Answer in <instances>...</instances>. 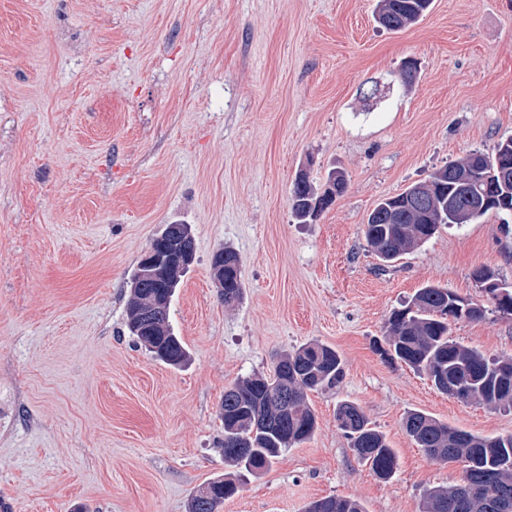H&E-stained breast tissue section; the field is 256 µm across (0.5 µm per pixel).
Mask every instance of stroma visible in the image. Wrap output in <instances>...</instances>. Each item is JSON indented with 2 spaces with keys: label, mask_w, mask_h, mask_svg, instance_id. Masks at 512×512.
Listing matches in <instances>:
<instances>
[{
  "label": "stroma",
  "mask_w": 512,
  "mask_h": 512,
  "mask_svg": "<svg viewBox=\"0 0 512 512\" xmlns=\"http://www.w3.org/2000/svg\"><path fill=\"white\" fill-rule=\"evenodd\" d=\"M378 0H0V512H187L225 472V389L317 341L344 375L309 393L318 428L219 512H305L327 496L421 512L462 470L402 421L421 411L483 436L512 409L438 392L377 350L425 285L480 298L512 283V230L489 215L442 228L398 261L368 246L377 202L512 136V0H433L392 32ZM419 74L398 79L406 59ZM347 189L296 223L297 174ZM195 259L169 308L191 360H154L126 326V282L165 225ZM241 259L240 301L211 276ZM512 356V316L451 325ZM362 408L397 455L387 481L337 426Z\"/></svg>",
  "instance_id": "35a3bbf8"
}]
</instances>
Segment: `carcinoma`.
<instances>
[{
  "mask_svg": "<svg viewBox=\"0 0 512 512\" xmlns=\"http://www.w3.org/2000/svg\"><path fill=\"white\" fill-rule=\"evenodd\" d=\"M431 0H379L377 21L397 31L416 23ZM481 163L478 177L468 189L484 195L487 203L473 216L464 211L465 189L456 171L469 158L432 173L433 209L419 208L411 189L380 200L368 215L364 237L377 257L392 263L431 239L443 225L469 224L487 214H512V181L502 182L497 165L512 158V137L501 139L493 152H475ZM303 187L293 188L291 213L305 224L331 205L327 193L342 194L327 180L319 191L301 174ZM239 255L224 249V273L213 274L216 288L227 305L243 294ZM183 274L172 271L168 283L144 282L132 274L127 288V327L144 347L160 352L157 360L181 366L189 353L169 323V307ZM464 298L436 285H426L389 315L381 352L389 360L427 374L439 392L464 402L495 409L512 408V357L490 358L455 341L451 323L480 321L486 307H467ZM157 313L149 332L142 331L141 315ZM344 372L339 353L311 342L280 355L268 375L246 377L224 391L219 418L224 426V463L236 473L216 478L192 495L188 512H217L224 500L239 490L238 478L268 469L282 453L311 438L317 416L308 393L336 385ZM336 422L351 441L358 460L381 480L396 470L397 456L385 436L357 405L345 401L336 408ZM406 434L432 460L462 464L464 477L449 488L428 491L423 512H512V435L482 436L451 427L434 417L413 411L403 421ZM305 512H366L363 504L346 497L311 502Z\"/></svg>",
  "mask_w": 512,
  "mask_h": 512,
  "instance_id": "1",
  "label": "carcinoma"
}]
</instances>
